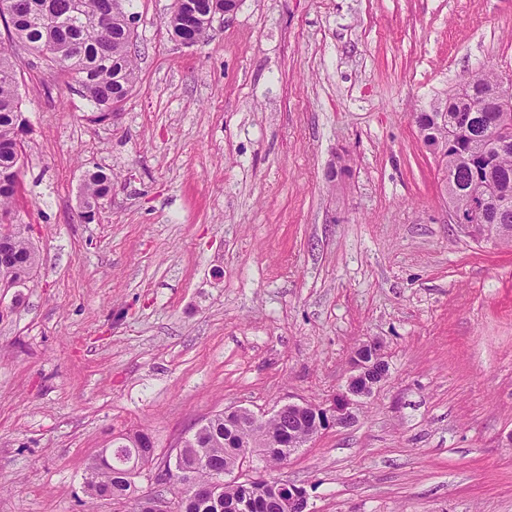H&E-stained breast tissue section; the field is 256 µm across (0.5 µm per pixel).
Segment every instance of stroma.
I'll use <instances>...</instances> for the list:
<instances>
[{"mask_svg": "<svg viewBox=\"0 0 512 512\" xmlns=\"http://www.w3.org/2000/svg\"><path fill=\"white\" fill-rule=\"evenodd\" d=\"M174 6L133 0L138 82L104 122L0 25L41 256L0 302V512H126L84 492L113 435L162 460L230 407L328 405L371 340L387 378L273 477L306 512H512V249L449 222L412 120L512 75V0H240L192 45ZM112 193V174L101 171L86 172L82 189L81 218L90 220L94 210L100 207L105 198Z\"/></svg>", "mask_w": 512, "mask_h": 512, "instance_id": "obj_1", "label": "stroma"}]
</instances>
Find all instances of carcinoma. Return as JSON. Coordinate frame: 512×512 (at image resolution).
Here are the masks:
<instances>
[{"label":"carcinoma","instance_id":"carcinoma-1","mask_svg":"<svg viewBox=\"0 0 512 512\" xmlns=\"http://www.w3.org/2000/svg\"><path fill=\"white\" fill-rule=\"evenodd\" d=\"M223 0H186L176 6L167 27L178 39L190 32L203 39L211 24L204 21L222 7ZM133 0H0L5 10L4 24L9 33L42 58L51 44L59 46L58 60L48 64L52 74L78 86L98 113L115 112L138 81L135 65L136 35L127 24ZM467 90L454 93L417 113L414 122L428 146H436L448 136V127L460 132V149L448 155L441 170V185L452 190L457 205L466 207L478 188L476 166L489 159L495 175L512 200V147L501 151L485 136L496 111L488 103L497 90V75L490 71L472 73L465 81ZM22 98L15 63L8 49L0 48V217L10 215L20 187L18 138L24 123ZM112 193V175L101 171L86 172L82 189L81 218L94 215L101 201ZM499 200L487 203L488 220L475 227L478 235L490 234L512 239V212L497 219ZM13 247L22 265L38 268L40 256L22 232H17ZM278 419H269L250 432V440L259 447L281 429ZM233 428L224 423V413L208 418L191 436L183 440L182 466L191 468L200 481L212 475L209 464L224 467L234 464L237 449L228 447ZM88 470L94 474L86 493L91 500L109 491L112 497L130 504L129 512H143L140 498L129 492L130 483L113 474ZM255 498L254 512H280L272 496L255 497L253 485L239 481L224 485V512H236L235 506Z\"/></svg>","mask_w":512,"mask_h":512}]
</instances>
